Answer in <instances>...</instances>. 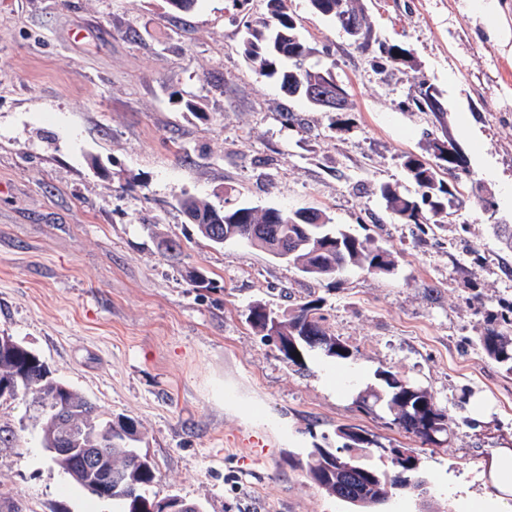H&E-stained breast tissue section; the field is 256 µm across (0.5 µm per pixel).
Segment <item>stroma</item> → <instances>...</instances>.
<instances>
[{"mask_svg": "<svg viewBox=\"0 0 512 512\" xmlns=\"http://www.w3.org/2000/svg\"><path fill=\"white\" fill-rule=\"evenodd\" d=\"M349 107L290 97L246 59L248 24L267 0H0V334L21 341L100 419L137 421L155 464L150 489L207 512H351L307 473L314 445L338 428L406 448L431 484L428 512H470L485 495L491 453L512 448V372L476 345L512 302V251L493 224H512V56L464 0H356L371 24L357 49L309 0H282ZM410 56L381 70V47ZM431 89L437 112L400 109ZM452 138L480 183L438 227L395 218L380 185L408 186L407 154ZM221 209H321L337 228L390 249L389 274L314 281L244 242L214 248L179 201ZM181 244L173 257L158 247ZM204 269L209 288L189 282ZM319 301L329 333L356 351L355 386L333 365L288 363L248 323ZM427 389L448 416L445 443L424 445L383 405L377 369ZM492 404L484 420L470 403ZM36 409L0 399V506L10 512H115L79 488L40 445Z\"/></svg>", "mask_w": 512, "mask_h": 512, "instance_id": "1", "label": "stroma"}]
</instances>
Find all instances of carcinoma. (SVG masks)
I'll return each mask as SVG.
<instances>
[{"instance_id":"obj_1","label":"carcinoma","mask_w":512,"mask_h":512,"mask_svg":"<svg viewBox=\"0 0 512 512\" xmlns=\"http://www.w3.org/2000/svg\"><path fill=\"white\" fill-rule=\"evenodd\" d=\"M281 2L268 0L271 7L268 15L248 27L244 52L262 72L278 76L287 94L305 96L320 83L324 70L305 66L311 48L298 36L295 20L282 10ZM310 3L318 14L339 24L352 17L366 22L365 16L353 6V0H310ZM399 106L441 111L438 100L428 89ZM431 150V161L413 154L403 156V168L417 187L415 193L389 183L379 188L386 209L405 224L440 225L452 215L451 203L464 201L450 177L457 176L459 163L466 162L465 156L450 138L433 142ZM180 207L197 226L199 234L215 246H222L229 240L245 241L275 256L277 249L272 241L256 229L270 227L281 230L283 235L296 237L302 245L288 250L286 260L310 279L338 277L353 269L387 274L395 266L389 249L370 237L361 239L332 227L318 209L309 215L304 208L294 211L269 208L261 213L243 206L217 210L195 198L182 200ZM255 306L259 311L249 320L250 325L268 338L273 323H278L279 352L292 364L303 366L305 357L311 353L332 362L353 359L348 346L323 327L325 318L320 314L317 301L306 302L283 316L262 311L264 305L260 302ZM308 326L315 331L317 340L307 337L305 328ZM505 327H512V306L505 307L498 321L485 328L480 345L488 357L512 371V338L504 333ZM375 376L384 384V394L374 391L369 397L358 395L361 408L372 409L371 397L376 403L382 401L393 414V424L424 444H438L430 437L428 427L434 424L438 426V434L447 433L449 416L439 408L433 395L387 369L376 370ZM3 396L29 397L40 406L42 447H48L58 438L73 437L78 440L79 448L102 449L105 469L97 473V480L107 478L112 482V500L121 505L120 512H155L160 501L151 498L148 489L157 478L156 468L151 459L134 446L140 440L135 420L119 417L99 422L96 407L90 400L52 377L47 364L12 336L0 338V397ZM355 435L356 431L350 428L336 431V436L343 440L342 447L354 445L362 450L347 459L338 456L329 446L314 445L309 453L308 475L328 496L349 504L355 512H385L394 493L398 466L393 462L383 467L370 463L365 449L374 441L365 438L358 443ZM350 470L357 474L367 470L374 473L375 478L357 479L348 474Z\"/></svg>"}]
</instances>
